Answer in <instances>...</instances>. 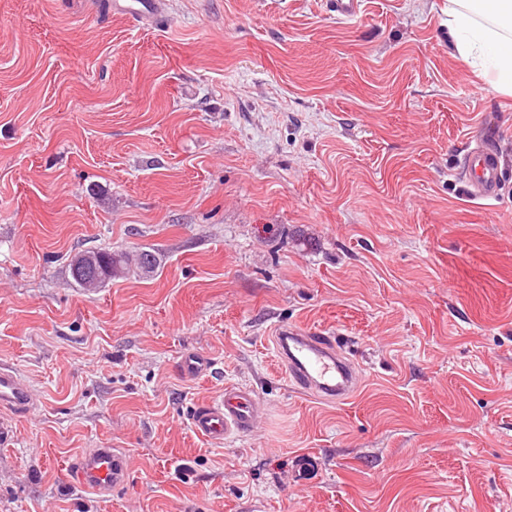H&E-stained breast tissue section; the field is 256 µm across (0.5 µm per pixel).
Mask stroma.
Instances as JSON below:
<instances>
[{"mask_svg":"<svg viewBox=\"0 0 512 512\" xmlns=\"http://www.w3.org/2000/svg\"><path fill=\"white\" fill-rule=\"evenodd\" d=\"M363 2L0 0V365L33 396L0 512H512V96L448 0ZM141 247L151 276L74 287L75 254ZM290 327L356 396L295 389ZM228 388L265 414L215 445L190 411ZM95 448L126 452L112 493L72 477ZM124 3H120V2ZM114 6L119 5L124 14L138 16L140 19L153 18L159 13L156 0H115ZM463 173L475 198L486 201L496 198L500 171L494 152L485 143L478 142L467 150ZM274 342L276 357L288 379L304 392L338 404L348 401L360 388L362 377L336 349L331 336L287 328Z\"/></svg>","mask_w":512,"mask_h":512,"instance_id":"obj_1","label":"stroma"}]
</instances>
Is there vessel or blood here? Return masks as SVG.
Returning a JSON list of instances; mask_svg holds the SVG:
<instances>
[{
    "label": "vessel or blood",
    "mask_w": 512,
    "mask_h": 512,
    "mask_svg": "<svg viewBox=\"0 0 512 512\" xmlns=\"http://www.w3.org/2000/svg\"><path fill=\"white\" fill-rule=\"evenodd\" d=\"M463 173L475 198H496L500 171L490 147L481 142L471 146L464 156ZM274 346L289 380L321 400L336 404L348 401L362 384L361 376L331 337L285 329L275 337ZM30 402V389L19 372L0 365V408L20 415ZM262 414L252 397L228 389L223 397L198 404L190 415V425L196 434L220 445L227 437L250 430ZM75 476L95 492H110L128 478L125 454L117 448L94 449L80 457Z\"/></svg>",
    "instance_id": "b4317fda"
}]
</instances>
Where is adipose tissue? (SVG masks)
I'll return each instance as SVG.
<instances>
[{
	"label": "adipose tissue",
	"instance_id": "adipose-tissue-1",
	"mask_svg": "<svg viewBox=\"0 0 512 512\" xmlns=\"http://www.w3.org/2000/svg\"><path fill=\"white\" fill-rule=\"evenodd\" d=\"M448 28L460 58L512 94V0H448Z\"/></svg>",
	"mask_w": 512,
	"mask_h": 512
}]
</instances>
